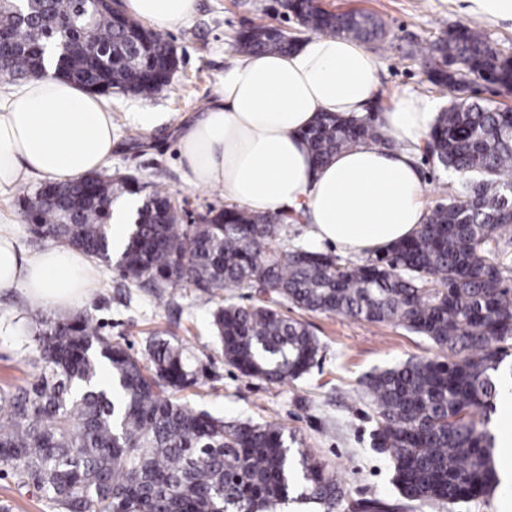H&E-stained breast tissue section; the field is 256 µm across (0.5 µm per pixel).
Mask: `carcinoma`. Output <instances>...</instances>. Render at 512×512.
Instances as JSON below:
<instances>
[{
	"label": "carcinoma",
	"mask_w": 512,
	"mask_h": 512,
	"mask_svg": "<svg viewBox=\"0 0 512 512\" xmlns=\"http://www.w3.org/2000/svg\"><path fill=\"white\" fill-rule=\"evenodd\" d=\"M311 32L367 43L384 38L368 15L335 13L314 0H282ZM298 39L253 23L241 53H285ZM159 32L87 0H10L0 7V55L14 81L55 75L102 96L147 98L168 86L177 66ZM428 81L459 92L435 118L423 151L460 176L411 238L349 267L325 252L278 244L288 215L210 209L181 224L169 193L155 190L121 254L124 279L153 288L183 285L208 305L223 288H251L249 305L213 311L224 362L271 383L296 380L319 357L309 325L276 305L368 322L395 323L448 350L362 378L375 406L371 446L393 470L402 507L441 503L461 512L499 484L488 413L512 341V108L463 96L479 81L512 85V51L469 26L448 28L424 50ZM318 163L372 141L394 151L374 119L324 113L304 133ZM43 182L20 207L31 231L63 247L112 262V196L138 194V181L88 176L50 201ZM39 358L28 389L0 393V472L33 485L61 512H267L293 498L337 512L336 477L273 424H225L173 398L194 382L191 357L164 339L146 360L103 335L84 313L35 322ZM358 500L349 512H394Z\"/></svg>",
	"instance_id": "carcinoma-1"
}]
</instances>
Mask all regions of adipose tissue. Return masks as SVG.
Returning a JSON list of instances; mask_svg holds the SVG:
<instances>
[{"label": "adipose tissue", "instance_id": "1", "mask_svg": "<svg viewBox=\"0 0 512 512\" xmlns=\"http://www.w3.org/2000/svg\"><path fill=\"white\" fill-rule=\"evenodd\" d=\"M126 13L162 30L195 11L196 0H124ZM377 59L344 36L312 35L287 54L236 56L215 100L179 136L182 179L218 187L257 214L301 210L316 241L367 255L411 237L424 224L413 152L436 117L431 104L396 96L379 115L394 151L363 143L315 165L304 134L323 112L365 114L378 90ZM105 99L50 75L0 101V193L39 177L70 182L112 159ZM94 270L79 252L27 254L0 232V290L23 289L35 304L67 309L85 296Z\"/></svg>", "mask_w": 512, "mask_h": 512}]
</instances>
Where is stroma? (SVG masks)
Returning a JSON list of instances; mask_svg holds the SVG:
<instances>
[{"label": "stroma", "instance_id": "1", "mask_svg": "<svg viewBox=\"0 0 512 512\" xmlns=\"http://www.w3.org/2000/svg\"><path fill=\"white\" fill-rule=\"evenodd\" d=\"M336 13L357 11L384 26L383 41L371 43L377 57L379 91L373 102L383 110L394 95L407 93L448 107L452 92L438 91L427 79L420 50L429 46L442 27L482 26L490 42L512 46V22L479 24L462 12L456 0H321ZM264 21L291 34H302L298 20L277 0H197L195 13L181 25L165 30L179 66L170 85L149 98L112 95V170L135 176L144 193L154 187L168 191L186 211L190 223L208 208L224 207L217 188H191L180 174L178 136L182 127L203 112L213 99L224 67L236 55L234 38L251 23ZM137 112L159 113L163 121L144 131L133 121ZM17 193L0 197V221L25 252L50 249L33 237L17 205ZM88 296L81 307L104 335L133 354L144 356L151 337L182 344L192 357L196 381L179 397L190 406L223 418L225 423L270 422L296 435L302 449L334 472L346 501L381 499L398 503L385 455L371 447L375 427L373 405L360 396L363 376L394 367L408 359L439 355L426 337L393 323H369L322 313H298L289 304L279 307L288 316H301L318 338L323 360L303 377L271 383L247 377L224 362L214 337L211 307L194 303L190 288H167L161 294L130 285L118 266L95 262ZM37 345L24 328L0 335V390L14 392L35 380ZM10 512H59L53 501L32 487L18 486L0 474V504Z\"/></svg>", "mask_w": 512, "mask_h": 512}]
</instances>
